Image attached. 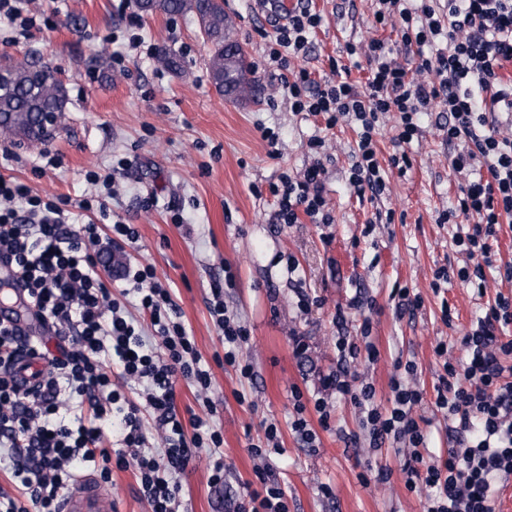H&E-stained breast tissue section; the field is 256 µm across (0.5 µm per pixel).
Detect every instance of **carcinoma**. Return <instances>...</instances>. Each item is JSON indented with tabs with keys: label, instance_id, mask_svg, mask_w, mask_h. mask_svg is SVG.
<instances>
[{
	"label": "carcinoma",
	"instance_id": "carcinoma-1",
	"mask_svg": "<svg viewBox=\"0 0 512 512\" xmlns=\"http://www.w3.org/2000/svg\"><path fill=\"white\" fill-rule=\"evenodd\" d=\"M140 12L169 16L192 13L202 34L212 45L208 72L216 90L238 97L254 86L252 65L233 37V25L224 13V0H136ZM68 103L66 84L56 72L26 56L7 69L0 82V128L29 141L43 139L47 132L40 126L44 112L63 113Z\"/></svg>",
	"mask_w": 512,
	"mask_h": 512
}]
</instances>
